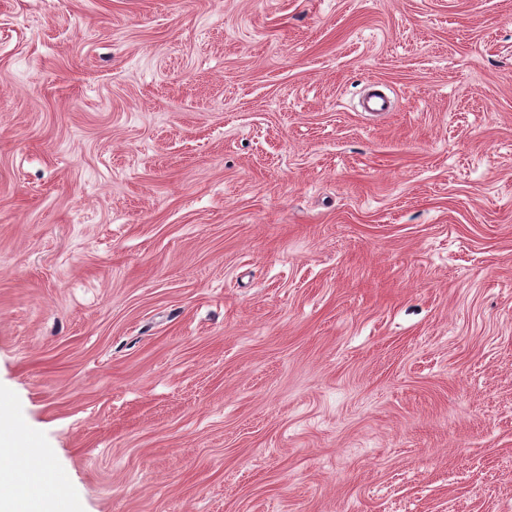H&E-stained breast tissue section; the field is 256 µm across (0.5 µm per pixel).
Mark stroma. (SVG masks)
Returning <instances> with one entry per match:
<instances>
[{"label": "stroma", "instance_id": "obj_1", "mask_svg": "<svg viewBox=\"0 0 512 512\" xmlns=\"http://www.w3.org/2000/svg\"><path fill=\"white\" fill-rule=\"evenodd\" d=\"M0 398L74 512H512V0H0Z\"/></svg>", "mask_w": 512, "mask_h": 512}]
</instances>
